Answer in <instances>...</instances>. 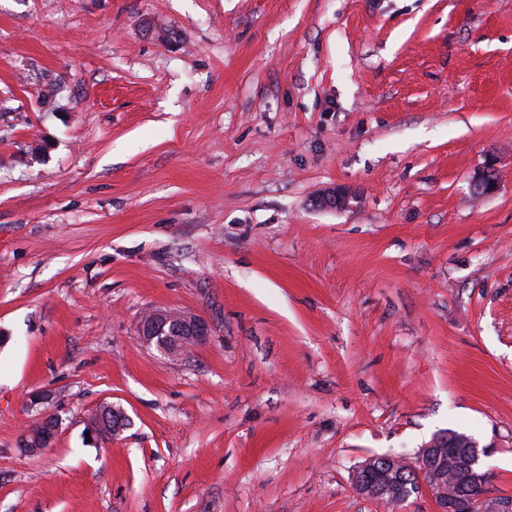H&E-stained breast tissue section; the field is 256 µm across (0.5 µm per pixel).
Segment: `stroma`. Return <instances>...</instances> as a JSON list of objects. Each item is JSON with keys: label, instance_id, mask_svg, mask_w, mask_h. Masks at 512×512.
I'll use <instances>...</instances> for the list:
<instances>
[{"label": "stroma", "instance_id": "obj_1", "mask_svg": "<svg viewBox=\"0 0 512 512\" xmlns=\"http://www.w3.org/2000/svg\"><path fill=\"white\" fill-rule=\"evenodd\" d=\"M447 429L512 498V0H0V512H435L351 475ZM169 323L180 324L187 339L181 347L172 346L167 336H159ZM138 333L144 343L153 346L162 356L177 358L183 355L191 346L204 341L208 336V328L205 322L197 317L161 310H149L141 320ZM112 411L107 418V423L112 424V438L120 436L127 428V416L120 408H116L112 404L103 403L99 405L94 414L88 419L87 429L93 441L108 437L102 432L104 424L103 419L107 417L108 412ZM62 426V418L56 412L40 415L33 428L24 438V446L29 453L36 454L48 448L57 438Z\"/></svg>", "mask_w": 512, "mask_h": 512}]
</instances>
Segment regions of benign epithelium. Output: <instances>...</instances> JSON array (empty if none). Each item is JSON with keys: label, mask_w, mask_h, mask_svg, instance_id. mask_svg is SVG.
<instances>
[{"label": "benign epithelium", "mask_w": 512, "mask_h": 512, "mask_svg": "<svg viewBox=\"0 0 512 512\" xmlns=\"http://www.w3.org/2000/svg\"><path fill=\"white\" fill-rule=\"evenodd\" d=\"M348 196L341 190H332L316 201L317 206L326 210H343ZM170 323L180 324L186 342L174 346L161 335ZM141 340L155 348L163 356L177 358L188 348L204 341L208 336L205 322L197 317L175 314L161 310H150L143 316L139 330ZM112 414V437L121 435L127 428V416L124 411L112 404L99 405L88 419L87 429L92 440L104 437L103 419ZM62 426V418L56 412L40 415L33 428L24 438L27 451L36 454L48 448L57 438ZM435 439L420 449L415 464L408 465L392 456H372L367 458L353 471L352 484L355 490L367 497L380 499L385 496L401 499L410 492L427 491L434 501L437 512H512V499L491 497L487 493L488 474L484 470L483 458L488 456V447L475 439L466 438L464 449L465 468L468 481L480 489L474 497L458 499L448 487V472L440 466L438 448Z\"/></svg>", "instance_id": "obj_1"}]
</instances>
